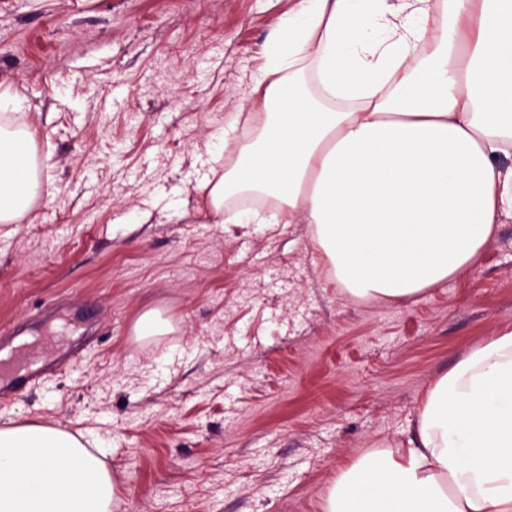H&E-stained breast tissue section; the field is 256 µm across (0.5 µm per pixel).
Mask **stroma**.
<instances>
[{
  "mask_svg": "<svg viewBox=\"0 0 512 512\" xmlns=\"http://www.w3.org/2000/svg\"><path fill=\"white\" fill-rule=\"evenodd\" d=\"M295 0H0V104L54 194L0 224V326L70 362L0 427L80 436L120 512H321L336 476L408 438L423 393L512 328V218L416 301L326 280L306 225L221 224L206 181ZM160 310L172 330L135 335Z\"/></svg>",
  "mask_w": 512,
  "mask_h": 512,
  "instance_id": "1",
  "label": "stroma"
}]
</instances>
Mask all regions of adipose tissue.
Returning a JSON list of instances; mask_svg holds the SVG:
<instances>
[{
  "label": "adipose tissue",
  "instance_id": "adipose-tissue-1",
  "mask_svg": "<svg viewBox=\"0 0 512 512\" xmlns=\"http://www.w3.org/2000/svg\"><path fill=\"white\" fill-rule=\"evenodd\" d=\"M241 100L250 133L209 192L307 224L329 280L414 301L471 266L512 216V0H296ZM29 126L0 124V224L40 183ZM119 487L71 434L0 428V512H110ZM323 512H512V329L430 386L406 445L336 479Z\"/></svg>",
  "mask_w": 512,
  "mask_h": 512
}]
</instances>
